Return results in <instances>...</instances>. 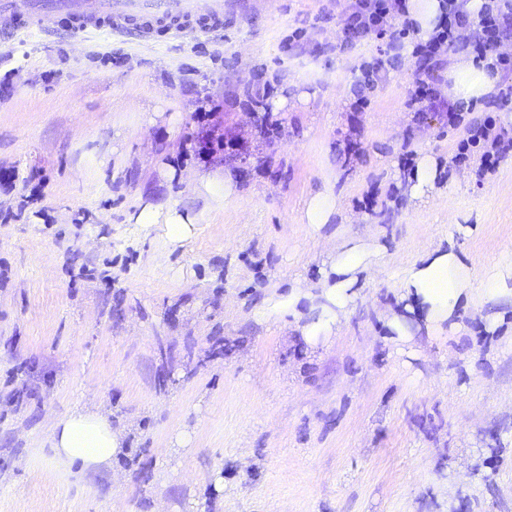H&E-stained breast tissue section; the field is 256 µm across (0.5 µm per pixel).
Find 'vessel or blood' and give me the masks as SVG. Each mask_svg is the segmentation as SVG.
<instances>
[{
	"label": "vessel or blood",
	"instance_id": "vessel-or-blood-1",
	"mask_svg": "<svg viewBox=\"0 0 512 512\" xmlns=\"http://www.w3.org/2000/svg\"><path fill=\"white\" fill-rule=\"evenodd\" d=\"M237 0H0V19L26 38L67 25L73 33L194 38L223 27Z\"/></svg>",
	"mask_w": 512,
	"mask_h": 512
}]
</instances>
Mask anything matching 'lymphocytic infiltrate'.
<instances>
[{
	"instance_id": "1",
	"label": "lymphocytic infiltrate",
	"mask_w": 512,
	"mask_h": 512,
	"mask_svg": "<svg viewBox=\"0 0 512 512\" xmlns=\"http://www.w3.org/2000/svg\"><path fill=\"white\" fill-rule=\"evenodd\" d=\"M345 23L340 30L342 45L351 46L361 38L385 41L389 60L399 59L403 50H410L420 71L440 63L445 50L453 48L459 29H471L476 63L489 72L512 73V55L500 52L502 42L512 39V0H486L478 13H469L460 0H442L438 23L428 39L417 37L415 23L408 19L406 0H342ZM415 104L429 103L446 109L451 125H465L466 136L454 157L464 163L478 157L480 173L495 171L502 160L512 155V133L498 127L492 117L464 120L462 104L438 100L429 83L420 78L412 95Z\"/></svg>"
}]
</instances>
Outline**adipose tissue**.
<instances>
[{
    "label": "adipose tissue",
    "mask_w": 512,
    "mask_h": 512,
    "mask_svg": "<svg viewBox=\"0 0 512 512\" xmlns=\"http://www.w3.org/2000/svg\"><path fill=\"white\" fill-rule=\"evenodd\" d=\"M448 80V96L455 102L487 97L494 92L497 83L484 67L476 66L470 59L455 63L448 72ZM129 221L148 227L165 225L170 241L175 244L192 237L197 224L196 216L170 203L144 204L132 213ZM382 252L381 245L369 246L359 241L332 251L317 281L296 283L288 294L271 297L268 305L296 317L300 314V303L308 302L309 317L299 327L301 336L330 335L346 319L361 274L375 272ZM506 294L512 296V262L491 278L476 282L465 253L436 248L403 269L401 306L387 312L385 324L400 341L414 337L408 322L413 313L419 315L427 332L444 327L456 332L460 329L455 320L460 304ZM50 431L54 460L65 466L79 465L84 472L109 466L125 444L123 431L113 426L108 412L100 409L75 408L54 421Z\"/></svg>",
    "instance_id": "1"
}]
</instances>
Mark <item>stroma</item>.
<instances>
[{"instance_id": "1", "label": "stroma", "mask_w": 512, "mask_h": 512, "mask_svg": "<svg viewBox=\"0 0 512 512\" xmlns=\"http://www.w3.org/2000/svg\"><path fill=\"white\" fill-rule=\"evenodd\" d=\"M334 0H251L223 29L144 44L0 20V512H512V298L455 335L385 325L399 274L455 244L483 272L512 242V159L452 164L465 134L415 112L418 65L340 49ZM303 36L289 49L294 31ZM268 81L286 108L249 109ZM211 110L233 149L196 152ZM424 154L435 191L410 199ZM232 173L215 208L193 179ZM329 190L320 235L300 220ZM197 217L184 244L129 216ZM351 239L385 254L339 331L305 341L268 297L316 281ZM126 433L109 468L57 464L53 421L82 405Z\"/></svg>"}]
</instances>
